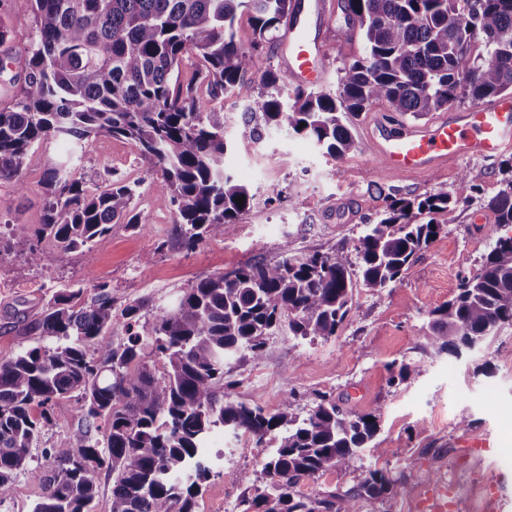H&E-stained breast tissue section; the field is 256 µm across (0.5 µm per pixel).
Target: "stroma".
<instances>
[{
    "label": "stroma",
    "mask_w": 512,
    "mask_h": 512,
    "mask_svg": "<svg viewBox=\"0 0 512 512\" xmlns=\"http://www.w3.org/2000/svg\"><path fill=\"white\" fill-rule=\"evenodd\" d=\"M333 9L316 31L329 44L320 90L335 92L338 70L364 53L360 34L338 38L347 17L344 0H330ZM13 40L0 46V104L9 102L21 83L22 60L33 26L30 15L6 18ZM256 84L239 85L221 103L226 136L235 148L228 167L245 184L252 200L234 232L208 239L194 251L182 249L172 233L175 212L154 201L156 178L151 166L126 140L101 136L80 150L61 141L43 144L35 162L23 171L22 184L0 181V225H6L9 248L0 250V278L13 281L0 292V361L41 345L34 327L47 291L35 287L37 271L24 263L13 241L29 236L43 215L44 178L49 164L64 161L73 178L88 188L102 186L109 175L138 185L134 211L143 230L113 225L91 252L60 256L56 275L85 283L92 279L112 285L116 309L140 300L144 321L153 322L163 308L199 278L228 272L249 262L273 264L283 257V243L299 252L335 253L353 247L366 225L377 223L384 199L452 191L461 170H469L481 186L479 201L438 214L441 230L409 273L378 290L359 288L352 309L335 336L309 342L287 328L268 336L261 361L241 354L226 368L224 382L231 399L275 413L291 398L299 418H306L321 397L335 400L345 413H380L376 442L383 456L370 449L360 453L357 471H330L301 481L296 491L308 499L345 492L368 472L383 471L400 486L392 499L362 497L357 512H421V500L438 487L453 489L456 512H489L491 489H498L512 512V326L503 328L484 347L459 356L422 350L432 311L453 295L459 276L476 272L492 248L495 234L485 223V199L503 187L501 159H471L427 177L385 172L371 153L366 130L388 109L377 103L351 125L356 151L335 161L305 136L280 129L266 130L250 150L238 149L244 106L256 96ZM414 364L415 377L394 385L390 364ZM467 427H460V420ZM76 398L58 400L37 445L32 464L47 471L52 462L44 449L63 444L80 427ZM483 440L486 450L474 453ZM274 451L231 430L215 428L210 437L211 475L201 483L195 512H243L266 480L260 463ZM251 473L248 482L232 472Z\"/></svg>",
    "instance_id": "35a3bbf8"
}]
</instances>
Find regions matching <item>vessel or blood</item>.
Wrapping results in <instances>:
<instances>
[{
  "instance_id": "vessel-or-blood-1",
  "label": "vessel or blood",
  "mask_w": 512,
  "mask_h": 512,
  "mask_svg": "<svg viewBox=\"0 0 512 512\" xmlns=\"http://www.w3.org/2000/svg\"><path fill=\"white\" fill-rule=\"evenodd\" d=\"M328 0L297 8L281 41V57L291 81L318 84L324 75L325 43L313 37L311 15L329 14ZM384 169L424 177L459 161L491 159L512 148V98L501 97L426 126L375 119L367 135Z\"/></svg>"
}]
</instances>
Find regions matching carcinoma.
Returning <instances> with one entry per match:
<instances>
[{
  "label": "carcinoma",
  "instance_id": "carcinoma-1",
  "mask_svg": "<svg viewBox=\"0 0 512 512\" xmlns=\"http://www.w3.org/2000/svg\"><path fill=\"white\" fill-rule=\"evenodd\" d=\"M6 6L29 11L34 30L20 88L0 107V180L22 186L34 147L51 138L78 147L122 138L157 167L155 201L176 207L177 241L187 251L231 235L250 205L247 186L225 169L231 144L224 113L213 106L247 81L259 91L244 107L239 148L249 150L275 127L306 136L337 162L358 148L345 117L375 103L420 118L512 93V0H345L365 54L343 64L333 94L290 85L262 66L263 45L292 16L295 0H0V45L13 35ZM243 13L253 27L247 46L235 32ZM189 53L199 62L183 86L173 72ZM503 172L504 187L487 203L494 246L480 271L459 277L452 298L432 311L424 349L456 356L512 325V235L500 233L512 228V158ZM138 187L110 178L91 192L66 166L49 168L43 221L17 242L20 252L53 279L60 255L91 251L112 225L142 228L133 208ZM479 194L463 171L450 192L389 197L353 249L296 253L286 241L280 262L204 276L150 325L141 322L142 304L131 302L117 343L108 339V282L58 289L36 325L51 344L0 362V503L27 474L41 486L32 512H88L95 476L105 470L113 480L110 512H194L199 483L210 475L208 437L219 426L258 444L280 435L262 468L268 491L250 504L257 512H356L364 494L397 496L377 469L343 494L296 496L304 478L357 470L379 410L351 418L323 398L300 421L286 398L268 414L229 399L224 368L241 352L262 359L266 337L285 323L304 339L336 335L356 288L400 281L441 230L432 216ZM45 239L54 250L41 247ZM150 355L161 373L149 367ZM72 396L82 402L83 425L46 449L55 467L41 474L30 467L29 449L55 402Z\"/></svg>",
  "mask_w": 512,
  "mask_h": 512
}]
</instances>
